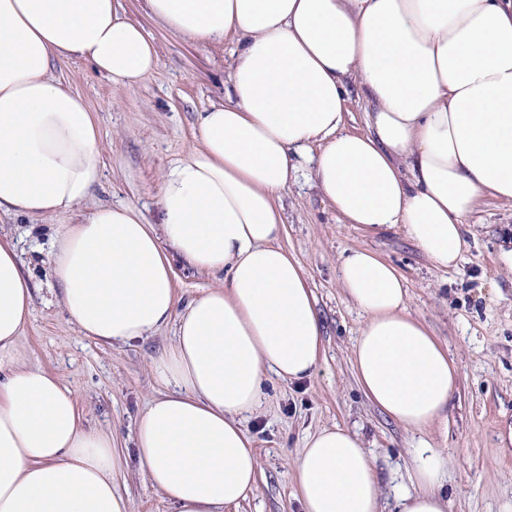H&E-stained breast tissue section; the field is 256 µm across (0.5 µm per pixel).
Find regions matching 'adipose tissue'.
<instances>
[{
  "instance_id": "ef3b65f1",
  "label": "adipose tissue",
  "mask_w": 512,
  "mask_h": 512,
  "mask_svg": "<svg viewBox=\"0 0 512 512\" xmlns=\"http://www.w3.org/2000/svg\"><path fill=\"white\" fill-rule=\"evenodd\" d=\"M145 2L176 37L233 45L227 100L199 113L196 146L163 173L158 222L130 204L86 209L103 175L96 114L52 74L76 59L130 89L154 73L157 45L124 0H0V215L54 221L35 250L84 338L115 348L173 327L137 459L175 512H226L258 485L246 421L265 383L310 378L323 353L315 295L281 244L284 194L311 167L343 223L402 230L456 266L483 200L512 206V0ZM353 95L367 104L360 133L347 129ZM178 261L213 286L181 301ZM338 271L363 314L357 382L421 437L395 510L448 512V456L425 434L448 419L455 363L393 264L351 248ZM32 307L0 235V512H131L123 448L19 350ZM293 483L302 512H384L364 440L337 424L306 440Z\"/></svg>"
}]
</instances>
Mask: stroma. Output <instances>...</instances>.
Instances as JSON below:
<instances>
[{
    "instance_id": "35a3bbf8",
    "label": "stroma",
    "mask_w": 512,
    "mask_h": 512,
    "mask_svg": "<svg viewBox=\"0 0 512 512\" xmlns=\"http://www.w3.org/2000/svg\"><path fill=\"white\" fill-rule=\"evenodd\" d=\"M126 9L158 46L159 63L147 80L118 90L79 60L55 63L53 73L98 114L104 179L92 204L132 203L155 222L164 170L195 145L198 112L224 101L229 52L169 34L148 17L144 0H126ZM283 218L281 243L300 261L323 319L324 356L310 379L267 383L264 409L248 423L262 475L255 494L229 512H300L291 496L292 461L307 437L333 424L364 437L386 497L410 484L409 450L417 436L370 404L350 363L362 314L343 297L337 259L351 247L377 251L402 273L411 314L457 365L448 421L430 433L450 453L448 512H512V447L501 445L512 425V270L498 260L504 235H512V208L484 200L450 269L427 260L402 232L370 233L341 223L307 168L283 197ZM47 279V267L33 270V312L19 339L22 352L72 388L86 426L113 430L126 444L120 483L132 512H174L150 485L133 448L136 420L159 389L154 361L172 329L121 349L96 344L80 336L59 306L46 305Z\"/></svg>"
}]
</instances>
